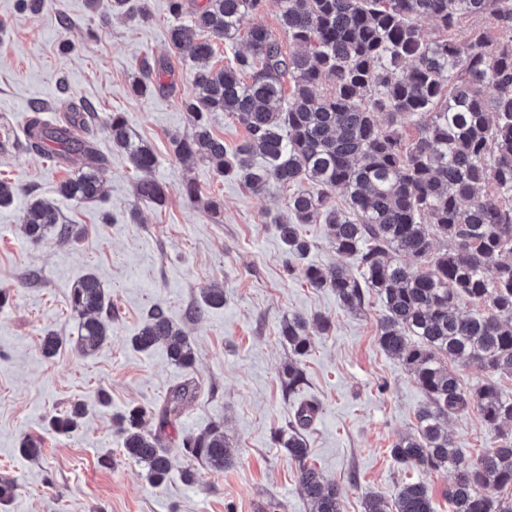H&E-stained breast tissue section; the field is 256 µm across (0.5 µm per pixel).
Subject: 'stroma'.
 <instances>
[{"label": "stroma", "instance_id": "35a3bbf8", "mask_svg": "<svg viewBox=\"0 0 512 512\" xmlns=\"http://www.w3.org/2000/svg\"><path fill=\"white\" fill-rule=\"evenodd\" d=\"M147 6L150 18L143 22L93 11L87 0H46L37 13L0 0V179L19 188L14 203L0 207V289L8 295L0 306V480L14 487L0 512H270L274 501L286 512H312L298 464L277 439L306 403L317 408L303 433L306 462L336 484L344 512H364L373 494L393 498L406 481L428 487L435 512H450L447 474L404 470L389 455L398 438L413 432L426 397L378 344L380 297L367 293L364 310L351 312L331 289L289 274L272 222L288 215L287 190L273 184L256 194L218 180L208 161L178 159L170 137L188 127L182 101L193 93L191 61H172V90L133 94L140 59L166 54L170 28L189 21L171 15L168 0H147ZM85 100L102 118L125 113L152 147L151 176L168 188L164 206L136 198L140 173L102 127L95 132L109 159L102 199L56 196L57 184L78 166L26 152L24 120L37 102L61 119L67 102ZM188 180L221 202L220 214L183 198ZM32 194L54 200L63 222L83 226L84 237L25 239L20 224ZM89 272L111 295L112 335L85 356L75 346L69 295ZM213 282L224 286V306L191 317L202 288ZM156 304L193 339L201 386L171 430L169 447L220 421L236 450L224 471L197 467L189 483L176 471L160 487L124 454L115 422L129 407L160 403L184 377L163 349L141 352L131 344ZM296 314L326 316L332 329L313 335L300 359L305 381L289 393L281 380L289 351L280 328ZM50 330L64 344L47 358L40 343ZM102 391L109 407L94 404ZM77 402L89 405L78 430L54 432L49 419ZM448 429L468 458L494 446L476 412L451 419ZM27 438L40 442L37 457L22 451Z\"/></svg>", "mask_w": 512, "mask_h": 512}]
</instances>
